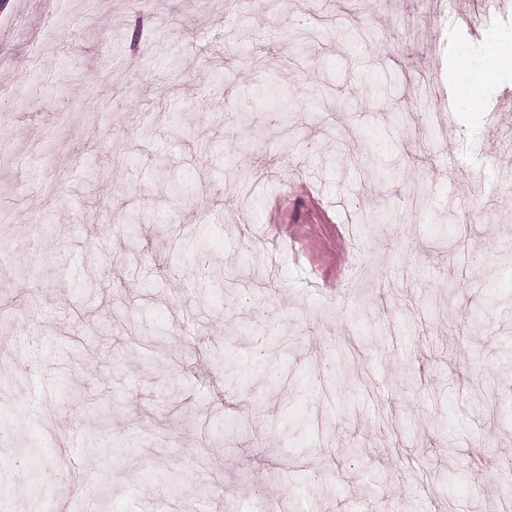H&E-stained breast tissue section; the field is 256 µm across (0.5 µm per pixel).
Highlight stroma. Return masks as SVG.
I'll return each instance as SVG.
<instances>
[{
    "mask_svg": "<svg viewBox=\"0 0 512 512\" xmlns=\"http://www.w3.org/2000/svg\"><path fill=\"white\" fill-rule=\"evenodd\" d=\"M430 2L410 35L419 0H0V512H500L512 67L448 100L512 6L474 32L478 0ZM262 333L298 339L281 380ZM97 408L120 460L86 451Z\"/></svg>",
    "mask_w": 512,
    "mask_h": 512,
    "instance_id": "obj_1",
    "label": "stroma"
}]
</instances>
